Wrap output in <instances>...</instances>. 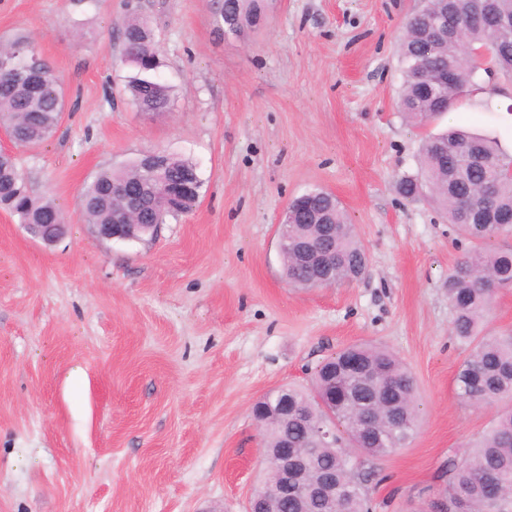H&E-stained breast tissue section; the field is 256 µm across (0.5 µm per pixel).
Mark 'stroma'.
<instances>
[{"label": "stroma", "mask_w": 512, "mask_h": 512, "mask_svg": "<svg viewBox=\"0 0 512 512\" xmlns=\"http://www.w3.org/2000/svg\"><path fill=\"white\" fill-rule=\"evenodd\" d=\"M421 0H271L245 38L213 0H0V39L29 37L61 78L55 133L15 146L34 196L67 234L34 239L0 210V512H246L260 486L251 407L340 348L377 342L418 386L412 444L374 463L373 512H411L493 419L460 400L465 353L446 280L463 248L446 216L401 196L422 140L450 126L512 150V106L464 97L425 127L399 110L395 43ZM146 17L171 111H138L121 31ZM165 151L193 161L195 210L106 242L80 207L104 169ZM332 192L370 256L359 281L299 289L279 220Z\"/></svg>", "instance_id": "1"}]
</instances>
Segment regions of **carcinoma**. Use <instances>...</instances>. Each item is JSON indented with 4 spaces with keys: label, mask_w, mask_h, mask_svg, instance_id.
I'll use <instances>...</instances> for the list:
<instances>
[{
    "label": "carcinoma",
    "mask_w": 512,
    "mask_h": 512,
    "mask_svg": "<svg viewBox=\"0 0 512 512\" xmlns=\"http://www.w3.org/2000/svg\"><path fill=\"white\" fill-rule=\"evenodd\" d=\"M447 9L462 14L480 10L512 21V0H426L422 9L404 21L398 45L403 86L401 111L413 124L423 127L436 114L449 111L474 86L481 66L478 56L462 51L465 46L482 49L494 61L495 70L512 79V24L494 30L482 21L464 22L448 40L437 42L426 31L425 19ZM265 11V0H216L217 27L237 15L244 26ZM123 59L136 70L128 91L141 112H166L172 89L156 76L157 43L152 29L141 18H130L122 31ZM0 123L15 144L34 147L53 133L65 108L61 80L35 50L18 37L0 44ZM452 67L453 80L437 81V74ZM473 146L481 162L471 163L459 148ZM512 166V155L498 142L464 129H450L424 139L418 172L400 179L405 198L417 202L431 197L448 214L470 247L448 273V303L452 333L466 355L454 385L464 402L495 409L490 427L463 450L462 458L448 469L442 495L449 512H512V333H491L485 323L500 288H512V244H489L512 239L507 224L467 223L463 201L478 199L493 188L496 208L512 211V179L500 177ZM197 170L188 160L165 156L167 178L177 183L184 173ZM138 177L145 198L143 212L148 224L165 223L168 217L191 212L201 182L183 192L175 205H162L153 179L133 166L100 172L86 188L81 208L89 224H111L122 215V202L112 188ZM309 207L294 224L281 225L288 237L284 274L295 288L315 286V273L298 249L303 242L316 249L332 247L336 253L335 284L349 283L369 258L358 240L354 225L347 222L340 203L322 190L306 193ZM0 209L19 216L24 224H62L64 217L49 198L36 199L22 175L17 158L0 150ZM307 388L283 385L257 401L252 414L262 435L266 458L282 443L306 454L309 483L321 489L316 501L292 493L277 504V512H371L368 482L375 476L373 460L407 447L417 427L416 383L407 365L392 350L371 343L348 345L310 369ZM288 395L293 413L275 412L279 393ZM336 429V441L324 443L320 429Z\"/></svg>",
    "instance_id": "1"
}]
</instances>
